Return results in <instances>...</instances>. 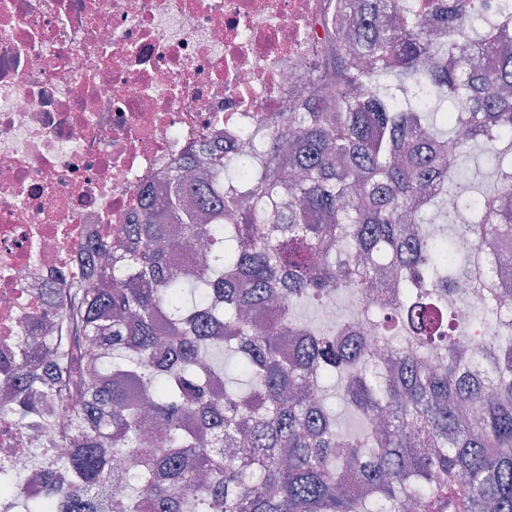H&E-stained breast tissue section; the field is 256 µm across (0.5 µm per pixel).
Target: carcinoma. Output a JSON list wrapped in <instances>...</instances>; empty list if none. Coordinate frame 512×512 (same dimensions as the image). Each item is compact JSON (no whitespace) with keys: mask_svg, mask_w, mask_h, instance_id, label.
I'll return each instance as SVG.
<instances>
[{"mask_svg":"<svg viewBox=\"0 0 512 512\" xmlns=\"http://www.w3.org/2000/svg\"><path fill=\"white\" fill-rule=\"evenodd\" d=\"M323 27L319 100L248 135V151L171 171L168 201L62 283L47 343L0 360L19 424L59 407L75 424L54 470L0 467L2 489L45 487L14 498L21 512H106L88 490L115 458L129 483L111 512H512V336L476 368L449 288L512 268V245L479 252L512 239V0H441L431 18L401 0H331ZM479 142L498 145L484 190L462 166ZM431 206L448 232L423 224ZM194 240L206 257L185 268ZM338 251L364 261L338 265ZM329 293L376 303L393 358H369L360 336L345 347L344 319L296 315ZM219 351L246 390L227 386ZM312 375L337 379L361 432L336 428Z\"/></svg>","mask_w":512,"mask_h":512,"instance_id":"carcinoma-1","label":"carcinoma"}]
</instances>
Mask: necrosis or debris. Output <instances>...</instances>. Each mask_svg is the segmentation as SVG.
I'll list each match as a JSON object with an SVG mask.
<instances>
[{
    "label": "necrosis or debris",
    "mask_w": 512,
    "mask_h": 512,
    "mask_svg": "<svg viewBox=\"0 0 512 512\" xmlns=\"http://www.w3.org/2000/svg\"><path fill=\"white\" fill-rule=\"evenodd\" d=\"M328 0H0V358L42 333L45 293L90 245L122 235L140 189L284 111L319 60ZM66 420L22 435L0 414V461L35 457Z\"/></svg>",
    "instance_id": "obj_1"
}]
</instances>
